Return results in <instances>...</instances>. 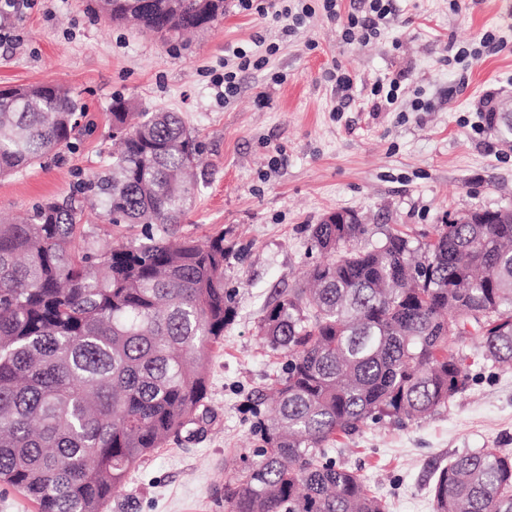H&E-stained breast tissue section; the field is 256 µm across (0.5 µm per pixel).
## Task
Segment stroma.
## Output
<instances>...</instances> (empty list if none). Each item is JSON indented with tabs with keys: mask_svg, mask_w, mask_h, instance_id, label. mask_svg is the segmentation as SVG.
Segmentation results:
<instances>
[{
	"mask_svg": "<svg viewBox=\"0 0 512 512\" xmlns=\"http://www.w3.org/2000/svg\"><path fill=\"white\" fill-rule=\"evenodd\" d=\"M88 0H25L0 21V89L70 87L85 104L83 135L43 166L0 178V217L23 216L45 199L66 200L101 173L114 144L108 114L125 98L140 110L179 113L201 164L183 233L224 234V285L237 317L209 366L211 416L190 441H169L136 467L104 512H224V486L239 456L268 423L264 401L285 364L258 336L278 292L301 286L322 259L311 230L331 211L359 215L361 243L394 231L411 241L473 209L512 206V141L490 129L485 98L512 102V0H393L379 37L347 43L340 22L316 12L288 33L279 0L252 10L224 0V15L171 45L106 19ZM500 48L456 61L483 33ZM278 51L261 70L238 72L230 101L212 80L226 51ZM353 85L338 90L335 75ZM397 79L396 104L374 100L376 82ZM469 383L427 418L367 422L338 439L331 456L358 472L386 512H433L436 467L477 448L512 452V371L479 357L477 337L458 345Z\"/></svg>",
	"mask_w": 512,
	"mask_h": 512,
	"instance_id": "stroma-1",
	"label": "stroma"
}]
</instances>
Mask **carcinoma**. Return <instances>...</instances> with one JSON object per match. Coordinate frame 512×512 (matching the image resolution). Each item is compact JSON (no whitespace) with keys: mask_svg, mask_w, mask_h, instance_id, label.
<instances>
[{"mask_svg":"<svg viewBox=\"0 0 512 512\" xmlns=\"http://www.w3.org/2000/svg\"><path fill=\"white\" fill-rule=\"evenodd\" d=\"M100 12L174 37L224 16V0H97ZM83 104L57 83L0 92V176L42 164L80 133ZM121 148L90 182L92 205L130 240L101 243L85 208L44 200L0 224V485L38 512H103L132 470L202 412L212 351L236 318L224 288V233H178L195 195L200 145L176 112L113 101ZM472 210L412 246L399 232L358 246L361 224H317L324 259L310 287L258 322L287 358L255 460L225 512H385L358 473L329 456L367 421L421 419L464 391L453 345L512 368V208ZM434 512H512V454L479 448L437 470Z\"/></svg>","mask_w":512,"mask_h":512,"instance_id":"carcinoma-1","label":"carcinoma"}]
</instances>
